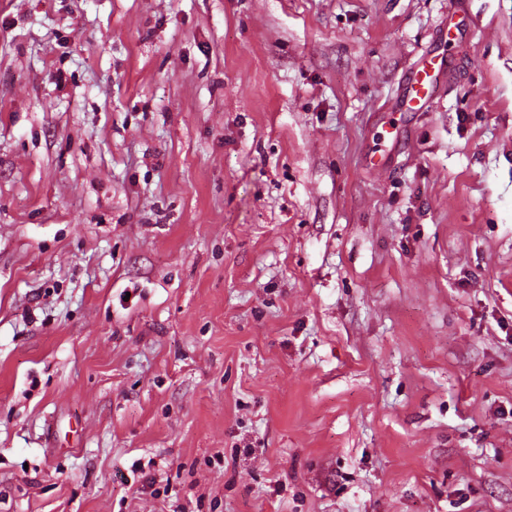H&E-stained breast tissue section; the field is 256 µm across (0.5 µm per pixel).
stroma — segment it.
Here are the masks:
<instances>
[{"instance_id":"obj_1","label":"stroma","mask_w":512,"mask_h":512,"mask_svg":"<svg viewBox=\"0 0 512 512\" xmlns=\"http://www.w3.org/2000/svg\"><path fill=\"white\" fill-rule=\"evenodd\" d=\"M451 1L0 0V512H512V0ZM444 66L445 60L440 54L423 58L408 78L402 107L410 110L427 104L435 92Z\"/></svg>"}]
</instances>
